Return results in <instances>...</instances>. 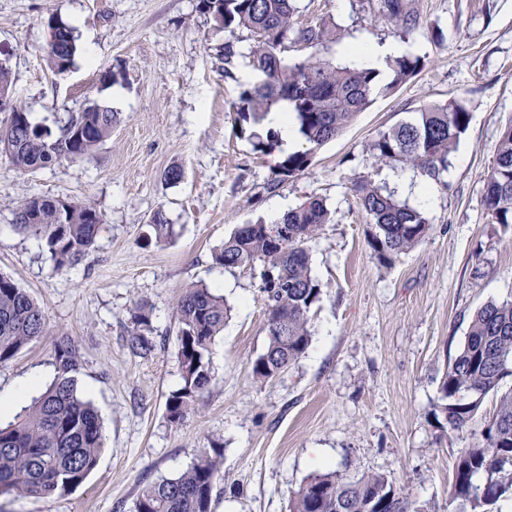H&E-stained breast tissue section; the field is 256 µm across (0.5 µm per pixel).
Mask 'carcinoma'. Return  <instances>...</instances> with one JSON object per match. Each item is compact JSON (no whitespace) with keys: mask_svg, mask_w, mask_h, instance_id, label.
Returning a JSON list of instances; mask_svg holds the SVG:
<instances>
[{"mask_svg":"<svg viewBox=\"0 0 512 512\" xmlns=\"http://www.w3.org/2000/svg\"><path fill=\"white\" fill-rule=\"evenodd\" d=\"M202 10L218 28L246 30L253 37V68L263 75L245 87L239 97L238 119L254 128L253 150L272 152L278 133H259L275 106L291 112L306 148L283 156L275 165L266 190L274 192L289 179L304 173L315 151L347 129L371 102L386 96L417 76L426 57L404 54L387 59L390 80L380 72L335 62L319 48L332 32L320 25L295 22V0H201ZM375 17L406 32L416 29L419 15L410 0H378ZM58 40L48 43L46 62L61 74L70 69L77 52L74 28L49 19ZM312 50L306 58L288 63V45ZM237 51L224 44V77L234 78ZM471 115L457 99L421 106L410 120L379 133L370 152L377 163H400L419 175L437 180L448 170L451 153L467 132ZM119 113L100 111L89 104L51 128L34 123L26 111L11 112L0 121V151L23 172H33L62 161L90 157L112 137ZM360 200L368 246L383 267L420 244L430 231L428 218L400 202L394 192L369 176L354 181ZM34 196L14 210L15 226L44 242L55 267L80 262L95 248L102 218L90 203L67 202ZM482 205L493 224H512V124L506 126L496 147L493 166L483 187ZM331 211L321 198H309L288 210L279 223L288 236L272 239L265 223L250 231L235 230L214 253L224 269L261 266L259 300L265 313L264 352L252 363L255 381L274 380L305 354L310 340V313L319 302L321 287L312 275L309 244ZM154 236L173 235L163 211L150 224ZM231 309L224 296L202 284H192L176 306L177 357L182 384L167 398V419L179 425L211 383L208 354L224 330ZM148 316L137 310L127 329L133 353L149 356L154 345L147 336ZM46 333L41 307L11 279L0 275V364L14 358L26 345ZM57 374L47 388L21 409L14 420L0 424V496L23 498L66 494L79 487L96 468L103 449L102 425L93 404L78 389L81 360L75 343H56ZM512 376V301L489 302L473 315L465 342L448 363L438 411L451 430L472 424L486 397H497L495 409L472 433V443L459 449L450 491L456 512H493L512 496V391L499 393L504 378ZM220 460L207 451L197 453L191 466L171 478L142 487L135 512H211ZM290 512H415L409 493L387 476L347 477L333 470L315 475L291 498Z\"/></svg>","mask_w":512,"mask_h":512,"instance_id":"obj_1","label":"carcinoma"}]
</instances>
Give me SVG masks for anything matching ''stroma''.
Here are the masks:
<instances>
[{
	"label": "stroma",
	"mask_w": 512,
	"mask_h": 512,
	"mask_svg": "<svg viewBox=\"0 0 512 512\" xmlns=\"http://www.w3.org/2000/svg\"><path fill=\"white\" fill-rule=\"evenodd\" d=\"M374 0H296L300 24L332 26L324 56L348 46L402 43L428 64L376 98L341 135L319 148L308 170L276 192L265 189L283 147L254 152L234 105L256 76L240 59L224 75V43L248 51V31L225 32L199 0H0V64L10 97L32 120L57 126L91 100L120 112L111 138L90 158L19 171L0 154V274L42 307L47 330L0 364V393L55 375V341L67 335L82 361L78 387L98 409L105 447L74 491L0 498V512H134L140 489L186 470L199 450L221 461L212 512H289L308 477L329 470L382 473L409 492L416 512H455L450 499L458 449L470 429L441 428L448 362L483 304L512 300V224L489 223L484 181L504 127L512 123V0H413L410 33L376 21ZM75 28L70 70H48V21ZM458 99L471 120L433 196L413 191L410 168L374 164L370 145L427 102ZM183 177L166 182L165 171ZM370 176L424 212L428 238L391 267L366 243L353 180ZM32 196L92 203L102 216L95 249L67 269L43 242L14 226ZM311 197L332 214L312 241L322 294L311 311V342L279 378L255 382L266 344L256 270H225L213 253L238 226L275 223ZM164 211L172 239L150 238ZM217 289L231 316L210 352L212 382L177 426L166 414L181 385L175 307L186 285ZM150 319L149 357L127 347L137 303Z\"/></svg>",
	"instance_id": "stroma-1"
}]
</instances>
